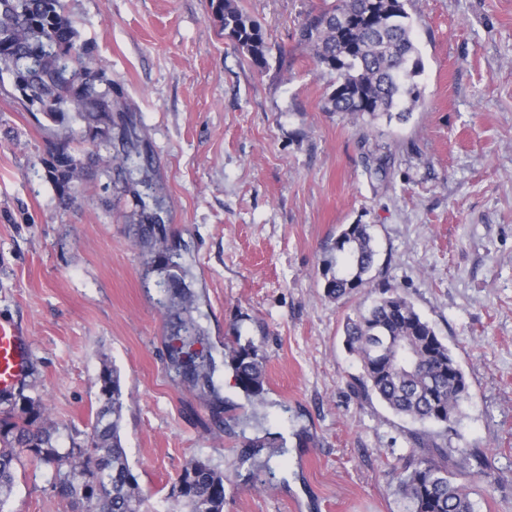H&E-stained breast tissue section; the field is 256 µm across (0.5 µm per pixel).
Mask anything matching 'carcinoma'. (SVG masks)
Here are the masks:
<instances>
[{
	"instance_id": "cac0c4a2",
	"label": "carcinoma",
	"mask_w": 512,
	"mask_h": 512,
	"mask_svg": "<svg viewBox=\"0 0 512 512\" xmlns=\"http://www.w3.org/2000/svg\"><path fill=\"white\" fill-rule=\"evenodd\" d=\"M407 0H323L297 28L298 41L316 67L334 76L328 108L355 118L397 113L404 120L421 92L414 78L424 69L411 35ZM212 14L259 72L269 68L267 30L243 15L234 0H210ZM10 73L19 103L50 121L47 136L57 141L49 178L60 192L79 188L91 176L76 158L88 144L112 154L107 121L112 113V80L94 58L66 11L64 0H0V73ZM137 133L122 135L120 168L140 174L135 185L145 219L161 221L163 199L145 172L135 145ZM376 256L368 224H351L336 237V256L324 270L329 298L341 300L371 282ZM377 298L347 318L345 344L360 365L353 387L379 399L394 413L415 422L442 427L445 442L426 434L412 435L419 454L396 472L403 512H477L470 489L453 480L448 461L461 403L470 397L469 383L447 344L407 297L386 282L374 288ZM188 293H170L162 306L176 320L177 354L189 357L191 378L212 381L211 355L191 352L201 339ZM237 385L247 396L263 391L264 366L247 344L232 351ZM101 407L89 438L69 436L59 444L58 425L38 397L25 387L0 397V512L11 495L17 472L26 463L47 469L52 486L75 504L88 500L91 512H144L146 496L134 477L121 439L123 393L115 371L98 377ZM473 481L497 482L492 457L482 448L461 449ZM168 498L184 512H224V473L195 459L172 483Z\"/></svg>"
}]
</instances>
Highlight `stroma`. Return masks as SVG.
Masks as SVG:
<instances>
[{"label":"stroma","instance_id":"obj_1","mask_svg":"<svg viewBox=\"0 0 512 512\" xmlns=\"http://www.w3.org/2000/svg\"><path fill=\"white\" fill-rule=\"evenodd\" d=\"M288 67L257 72L209 0H66L112 81L114 130L135 126L161 189L162 221L140 223L120 167L61 197L47 134L0 74V319L32 342L25 392L62 434L89 430L97 377L117 370L121 437L153 512L194 459L227 476L224 512H400L396 470L411 434L437 433L352 386L343 326L372 297H326L342 229L370 225L371 275L435 328L470 384L462 447L495 457L480 512H512V0H408L424 70L407 120L329 111L331 76L295 30L322 0H237ZM392 153L387 181L369 154ZM193 299L211 385L173 360L158 301ZM265 367L261 403L237 385L235 338ZM275 478L257 488L255 473ZM5 512H81L26 464Z\"/></svg>","mask_w":512,"mask_h":512}]
</instances>
